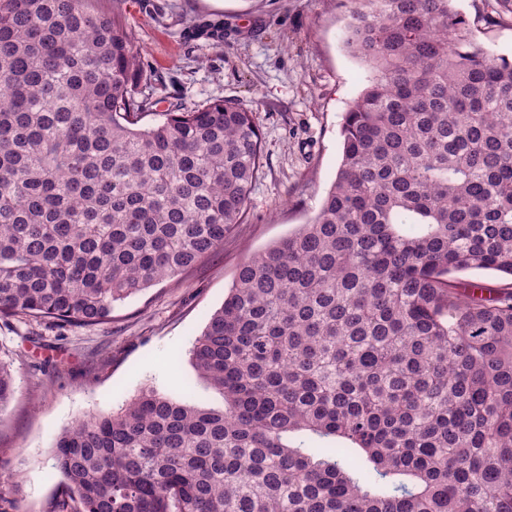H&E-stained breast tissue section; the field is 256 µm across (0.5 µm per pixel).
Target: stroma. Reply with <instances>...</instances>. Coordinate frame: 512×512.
Returning a JSON list of instances; mask_svg holds the SVG:
<instances>
[{
	"label": "stroma",
	"mask_w": 512,
	"mask_h": 512,
	"mask_svg": "<svg viewBox=\"0 0 512 512\" xmlns=\"http://www.w3.org/2000/svg\"><path fill=\"white\" fill-rule=\"evenodd\" d=\"M473 42L512 62V0H455ZM126 20L158 111L235 100L252 108L265 163L247 217L212 258L116 303L110 324L60 327L0 319V357L17 392L0 413V498L12 512H55L51 453L62 428L112 411L151 387L206 408L222 396L196 382L189 350L239 267L317 213L341 161V126L369 66L344 43L348 0H125ZM224 23V38L192 35Z\"/></svg>",
	"instance_id": "stroma-1"
}]
</instances>
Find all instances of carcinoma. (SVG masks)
<instances>
[{"instance_id":"obj_1","label":"carcinoma","mask_w":512,"mask_h":512,"mask_svg":"<svg viewBox=\"0 0 512 512\" xmlns=\"http://www.w3.org/2000/svg\"><path fill=\"white\" fill-rule=\"evenodd\" d=\"M451 2L351 0L373 76L336 179L191 349L224 407L144 389L65 427L76 512H512V63ZM144 76L121 0H0V318L110 323L244 223L253 110L156 112Z\"/></svg>"}]
</instances>
